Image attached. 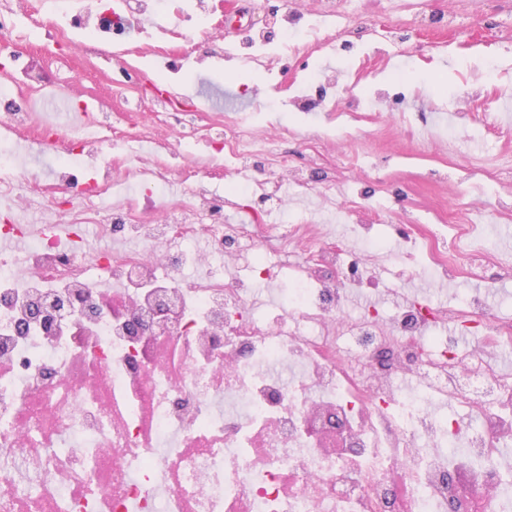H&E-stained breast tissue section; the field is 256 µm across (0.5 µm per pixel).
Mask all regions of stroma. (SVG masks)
I'll list each match as a JSON object with an SVG mask.
<instances>
[{
  "label": "stroma",
  "mask_w": 512,
  "mask_h": 512,
  "mask_svg": "<svg viewBox=\"0 0 512 512\" xmlns=\"http://www.w3.org/2000/svg\"><path fill=\"white\" fill-rule=\"evenodd\" d=\"M238 2L250 12V30L192 42L175 75L166 74L165 58L135 32L117 47L88 43L77 67L58 49L23 61L50 71L57 84L75 82L79 102L90 108L107 99L113 109L135 113L144 130L167 143L159 158L175 170L204 163L218 139L196 97L198 85L230 89L242 107L224 112L225 126L245 124L275 135L277 153L308 170L329 199L325 206L313 198L288 205L289 224L301 230L299 246L317 245L312 279L335 277L337 262L372 258V275L352 285L341 317L358 316L367 302L392 309L399 296L442 309L477 296L486 298L489 319L463 328L467 342L512 333V217L504 212L512 206V117L500 116L495 136H482L477 113L460 138L433 137L435 127L452 122L462 89L490 99L500 88L512 89V0H342L344 33L327 27L324 44L315 48L301 27H284L287 51L268 70L245 63L244 56L255 29L281 14L285 0ZM447 9L466 38L432 37L415 23L419 13ZM333 77L356 82L362 117L349 116L346 98L333 110L286 106L288 88ZM173 90L182 93L185 110L178 119L160 120L157 95ZM491 171L496 180L488 179ZM272 176L267 158L258 156L236 170L174 182L164 194L175 206L195 193L224 195L234 201L224 221L238 224L255 204L248 182ZM450 213L466 214V233L445 223ZM359 223L373 227L361 240L353 237ZM421 225L445 235L457 266L478 252L494 261V292L463 274L420 272L427 262Z\"/></svg>",
  "instance_id": "35a3bbf8"
}]
</instances>
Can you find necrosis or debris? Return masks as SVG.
Masks as SVG:
<instances>
[{
    "label": "necrosis or debris",
    "instance_id": "obj_1",
    "mask_svg": "<svg viewBox=\"0 0 512 512\" xmlns=\"http://www.w3.org/2000/svg\"><path fill=\"white\" fill-rule=\"evenodd\" d=\"M205 26L181 23L175 0H135L122 13L80 0L53 43L108 46L152 25L169 59L222 29V0H196ZM20 90L0 92V129L55 152H78L97 176L73 168L0 180L14 210L48 205L81 235L138 238L137 249L90 259L51 232L0 260V512H502L493 456L512 426L484 405L504 390L491 341L460 354L429 335L432 309L398 303L340 320L343 292L297 275L291 306L268 321L253 287L270 268L248 224L224 223V199L158 203L170 170L147 160L134 115L111 113L89 137L63 128L60 107L27 111L48 80L27 66ZM139 191L102 203L129 177ZM214 242L215 267L191 245ZM465 395L485 423L468 448L476 463L449 483L442 447L456 430L433 413Z\"/></svg>",
    "mask_w": 512,
    "mask_h": 512
}]
</instances>
